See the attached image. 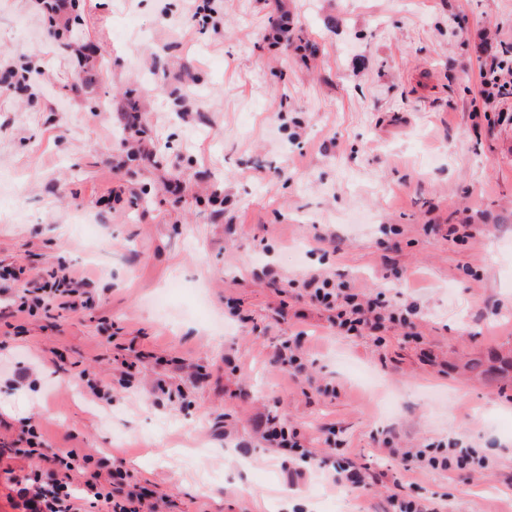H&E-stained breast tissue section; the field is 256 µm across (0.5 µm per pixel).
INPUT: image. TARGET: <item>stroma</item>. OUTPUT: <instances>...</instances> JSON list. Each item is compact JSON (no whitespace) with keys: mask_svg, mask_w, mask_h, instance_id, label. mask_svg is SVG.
Instances as JSON below:
<instances>
[{"mask_svg":"<svg viewBox=\"0 0 512 512\" xmlns=\"http://www.w3.org/2000/svg\"><path fill=\"white\" fill-rule=\"evenodd\" d=\"M62 18L0 0V74L30 67L0 98V265L24 282L66 258L95 303L0 312V441L26 421L113 457L163 512H387L395 493L512 512V95H482L512 0H76ZM313 271L415 304L420 339L331 328L284 285ZM287 340L296 377L270 361ZM266 416L367 468V496L296 475ZM452 435L493 467L402 465Z\"/></svg>","mask_w":512,"mask_h":512,"instance_id":"35a3bbf8","label":"stroma"}]
</instances>
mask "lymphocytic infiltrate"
<instances>
[{"label":"lymphocytic infiltrate","mask_w":512,"mask_h":512,"mask_svg":"<svg viewBox=\"0 0 512 512\" xmlns=\"http://www.w3.org/2000/svg\"><path fill=\"white\" fill-rule=\"evenodd\" d=\"M14 269L0 266V294L10 295L18 313L34 314L51 310L74 311L93 304L87 278L77 276L68 265L53 267L48 280H32L18 285ZM300 298L329 314L337 330L344 333L362 329H380L397 316L385 299L369 297L351 288L337 287L326 274L314 272L289 282ZM24 447L14 449V457L38 458L39 467L15 471L6 469V480L14 512H85L86 507L101 512H160L153 491L127 482V473L114 465L111 458H93L74 449L54 448L45 444L34 425L22 430ZM410 467L454 473L466 469H483L484 456L475 448H463L449 442L444 456L429 455L421 449H409L402 455ZM85 474L82 490H74L71 476Z\"/></svg>","instance_id":"1"}]
</instances>
